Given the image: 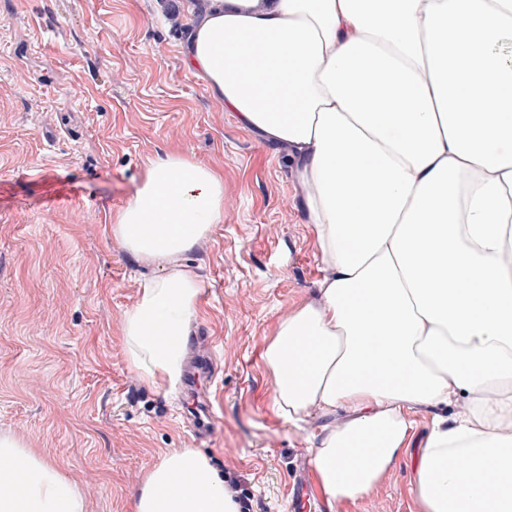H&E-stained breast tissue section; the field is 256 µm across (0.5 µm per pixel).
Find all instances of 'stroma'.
I'll return each mask as SVG.
<instances>
[{
    "label": "stroma",
    "instance_id": "1",
    "mask_svg": "<svg viewBox=\"0 0 512 512\" xmlns=\"http://www.w3.org/2000/svg\"><path fill=\"white\" fill-rule=\"evenodd\" d=\"M205 0H0V435L54 464L87 512H134L146 473L175 449L205 454L252 496L290 512L311 434L279 417L264 350L320 277L288 151L242 129L186 64ZM176 154L224 176V221L180 256L200 284L191 336L222 346L201 382L209 438L180 424L183 389L130 368L123 321L164 275L112 236L150 160ZM412 459L369 496L324 512H420Z\"/></svg>",
    "mask_w": 512,
    "mask_h": 512
}]
</instances>
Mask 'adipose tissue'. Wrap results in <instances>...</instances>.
<instances>
[{
	"mask_svg": "<svg viewBox=\"0 0 512 512\" xmlns=\"http://www.w3.org/2000/svg\"><path fill=\"white\" fill-rule=\"evenodd\" d=\"M186 60L296 171L321 277L263 360L286 421L346 412L310 438L324 492L357 501L409 455L422 512H512V0H210ZM223 221L222 175L171 154L115 218L125 248L170 266L123 323L147 383H180L200 285L177 259ZM85 510L55 466L0 436V512ZM238 510L193 448L154 465L135 504Z\"/></svg>",
	"mask_w": 512,
	"mask_h": 512,
	"instance_id": "1",
	"label": "adipose tissue"
}]
</instances>
